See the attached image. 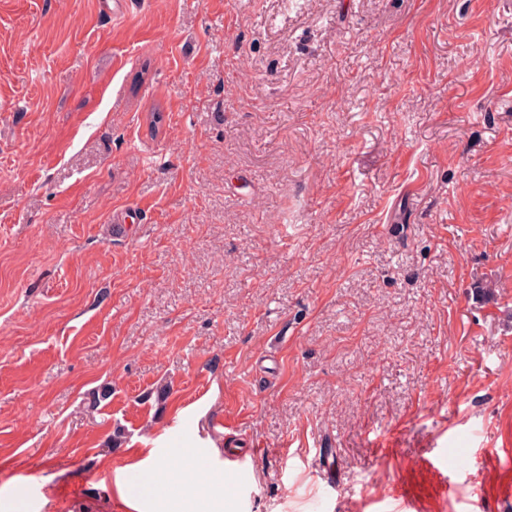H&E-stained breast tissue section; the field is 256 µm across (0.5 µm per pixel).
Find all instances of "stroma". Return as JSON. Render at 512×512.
I'll return each instance as SVG.
<instances>
[{
	"instance_id": "35a3bbf8",
	"label": "stroma",
	"mask_w": 512,
	"mask_h": 512,
	"mask_svg": "<svg viewBox=\"0 0 512 512\" xmlns=\"http://www.w3.org/2000/svg\"><path fill=\"white\" fill-rule=\"evenodd\" d=\"M160 461L512 512V0H0V497Z\"/></svg>"
}]
</instances>
